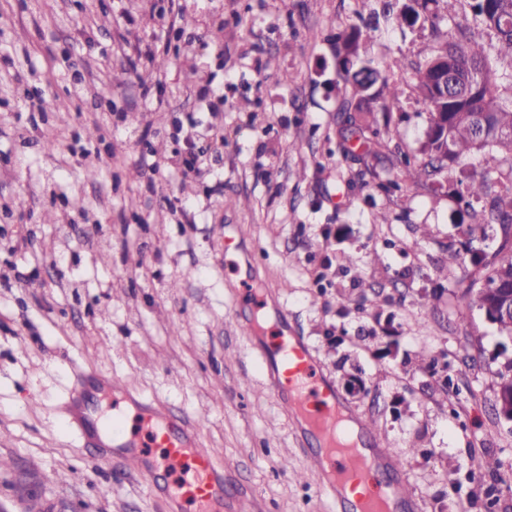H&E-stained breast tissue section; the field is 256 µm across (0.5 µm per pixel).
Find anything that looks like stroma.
Instances as JSON below:
<instances>
[{"label": "stroma", "mask_w": 512, "mask_h": 512, "mask_svg": "<svg viewBox=\"0 0 512 512\" xmlns=\"http://www.w3.org/2000/svg\"><path fill=\"white\" fill-rule=\"evenodd\" d=\"M383 3L174 0L162 16L158 0H0V512H168L79 427L63 428L80 375L204 418L227 496L252 495L260 512H331L305 455L283 454L288 417L241 328L234 266L247 259L347 410L402 454L416 512H512L497 332L462 298L461 271L437 272L472 222L459 175L389 186L402 157L424 156L414 70L431 26L373 25ZM354 26L389 63L399 101L349 142L334 36ZM172 29L177 58L164 52ZM151 54L164 78L144 94ZM191 151L197 179L180 173ZM149 152L168 166H145ZM358 274L388 296L380 318L359 311ZM424 347L446 393L403 365ZM351 377L366 397L346 392Z\"/></svg>", "instance_id": "1"}]
</instances>
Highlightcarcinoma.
Wrapping results in <instances>:
<instances>
[{
	"instance_id": "carcinoma-1",
	"label": "carcinoma",
	"mask_w": 512,
	"mask_h": 512,
	"mask_svg": "<svg viewBox=\"0 0 512 512\" xmlns=\"http://www.w3.org/2000/svg\"><path fill=\"white\" fill-rule=\"evenodd\" d=\"M404 6L395 18L400 23L414 20H439L451 17L461 0H415ZM475 25L457 26L437 33L431 56L416 73L417 102L438 120L437 130L427 135L426 161L405 160L397 179L424 186L438 174L458 165L467 156L479 153L484 166L479 175H466L467 197L483 203L476 223L468 225V243L485 242L493 235L500 239L497 251L483 268L474 274L466 296L470 305L484 300L483 289H498L500 304L512 303V170L511 179L503 177V162H512V82L503 84L498 62L512 61V0H471ZM362 32L358 28L336 34V58L345 77L346 98L340 111L347 113L344 121L349 136L358 135L375 108L386 110L397 100V92L382 74V68L361 57ZM448 67L454 75L456 100L448 104L435 97L429 82L433 71ZM359 297L376 311L388 303L383 291L365 289L360 281ZM411 361L418 371L432 368L435 359L428 349L414 352ZM496 389L512 392V359L498 365Z\"/></svg>"
}]
</instances>
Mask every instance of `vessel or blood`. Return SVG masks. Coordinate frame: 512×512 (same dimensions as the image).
<instances>
[{"label": "vessel or blood", "mask_w": 512, "mask_h": 512, "mask_svg": "<svg viewBox=\"0 0 512 512\" xmlns=\"http://www.w3.org/2000/svg\"><path fill=\"white\" fill-rule=\"evenodd\" d=\"M265 387L288 414L295 442L313 436L321 448L310 463L318 491L333 505L351 512H412L415 503L403 475L381 480L391 470L378 438L361 451L339 417L343 407L334 387L317 374L309 349L288 335L277 336L262 357ZM90 389L75 385L70 393L71 415L91 445L122 457L124 469L143 475L163 473L162 492L169 512H244V496L226 498L224 471L212 453L201 448L202 420H189L166 407L128 395L138 419L98 430L88 408Z\"/></svg>", "instance_id": "1"}]
</instances>
